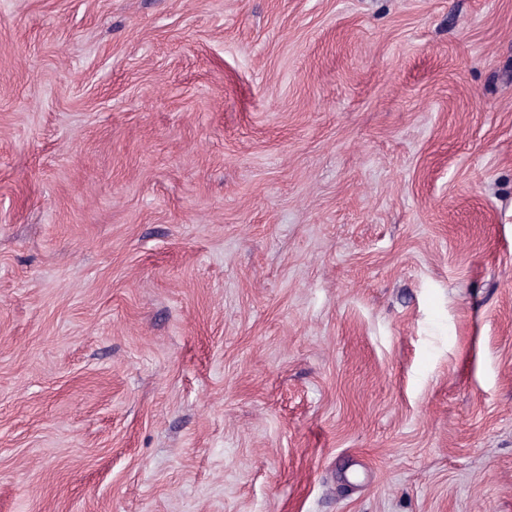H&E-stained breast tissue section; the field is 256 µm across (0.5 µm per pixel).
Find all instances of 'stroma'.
<instances>
[{"label":"stroma","instance_id":"obj_1","mask_svg":"<svg viewBox=\"0 0 512 512\" xmlns=\"http://www.w3.org/2000/svg\"><path fill=\"white\" fill-rule=\"evenodd\" d=\"M0 512H512V0H0Z\"/></svg>","mask_w":512,"mask_h":512}]
</instances>
